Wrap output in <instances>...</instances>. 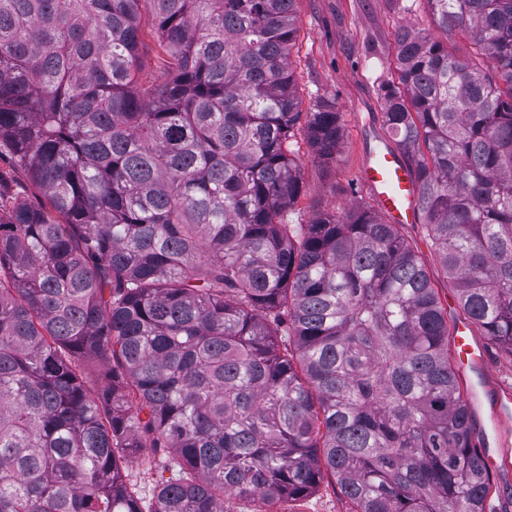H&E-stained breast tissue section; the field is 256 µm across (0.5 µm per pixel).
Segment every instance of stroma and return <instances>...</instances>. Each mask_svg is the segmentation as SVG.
Instances as JSON below:
<instances>
[{"instance_id": "stroma-1", "label": "stroma", "mask_w": 512, "mask_h": 512, "mask_svg": "<svg viewBox=\"0 0 512 512\" xmlns=\"http://www.w3.org/2000/svg\"><path fill=\"white\" fill-rule=\"evenodd\" d=\"M432 28L425 0H298V37L290 55L295 70L302 111H312L322 98L335 100L344 136L336 158L324 165L316 160L306 141L297 144L304 185L294 217L308 223L316 212L339 210L354 201L372 203L359 172L369 151L394 139L382 121L378 88L395 76L396 33L400 26ZM424 265L449 324L466 320L457 292L449 283L421 221L400 227ZM478 341L489 352L487 393L476 403L474 429L490 422V401L512 394V354L489 337ZM164 454L140 449L125 460L121 472L126 485L145 502L159 488ZM228 512H349L350 505L336 479L325 476L311 495L300 500H246L225 496Z\"/></svg>"}]
</instances>
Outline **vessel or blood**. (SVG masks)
<instances>
[{
  "mask_svg": "<svg viewBox=\"0 0 512 512\" xmlns=\"http://www.w3.org/2000/svg\"><path fill=\"white\" fill-rule=\"evenodd\" d=\"M359 178L378 203L389 223L405 224L417 216V193L413 177L401 162L396 151L385 147L371 152L363 164ZM457 362L473 375L472 395H479L484 388L486 351L474 336L471 322L463 321L456 326L454 337ZM512 423V400L498 399L491 414V426L483 430L481 442L486 456H493L502 448L508 433L506 424Z\"/></svg>",
  "mask_w": 512,
  "mask_h": 512,
  "instance_id": "1",
  "label": "vessel or blood"
}]
</instances>
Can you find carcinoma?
Masks as SVG:
<instances>
[{
    "mask_svg": "<svg viewBox=\"0 0 512 512\" xmlns=\"http://www.w3.org/2000/svg\"><path fill=\"white\" fill-rule=\"evenodd\" d=\"M425 2L445 39L398 29L383 124L460 305L512 354V0ZM296 3L0 0V155L47 200L0 187V512H224L326 472L350 512H486L410 244L364 203L290 219L295 129L324 165L343 139L333 101L301 111ZM145 446L172 471L147 509L120 469ZM146 42L152 47V50L143 57V70L145 74L150 75V80L156 84H162L168 78V72L157 58V49L155 47V41L152 36H146Z\"/></svg>",
    "mask_w": 512,
    "mask_h": 512,
    "instance_id": "cac0c4a2",
    "label": "carcinoma"
}]
</instances>
